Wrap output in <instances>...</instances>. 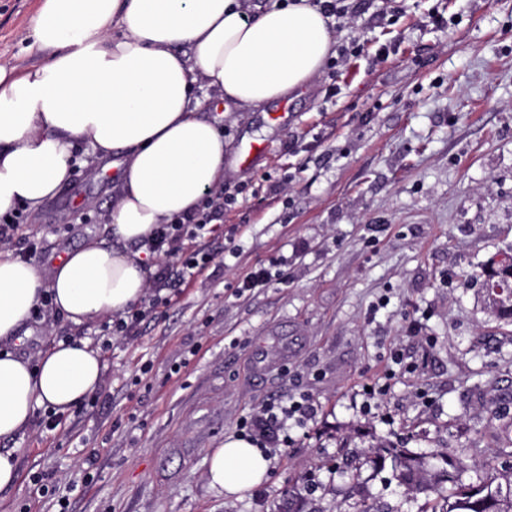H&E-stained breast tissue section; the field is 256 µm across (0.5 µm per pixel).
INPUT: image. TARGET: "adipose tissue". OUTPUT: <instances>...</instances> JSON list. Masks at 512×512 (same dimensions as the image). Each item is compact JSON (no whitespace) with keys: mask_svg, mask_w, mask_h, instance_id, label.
<instances>
[{"mask_svg":"<svg viewBox=\"0 0 512 512\" xmlns=\"http://www.w3.org/2000/svg\"><path fill=\"white\" fill-rule=\"evenodd\" d=\"M45 63L0 64V214L35 210L73 172L74 144L124 154L112 207L118 246L96 241L67 254L50 278L0 251V439L24 431L37 409L65 413L100 385V354L84 341L54 344L29 364L8 351L50 292L74 325L123 312L144 297L148 269L126 245L195 211L224 180V140L203 104L257 108L309 85L333 54L315 0H40L28 34ZM210 90L208 101L194 89ZM266 456L230 438L210 457L211 488L260 484Z\"/></svg>","mask_w":512,"mask_h":512,"instance_id":"adipose-tissue-1","label":"adipose tissue"}]
</instances>
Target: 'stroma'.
<instances>
[{"instance_id": "35a3bbf8", "label": "stroma", "mask_w": 512, "mask_h": 512, "mask_svg": "<svg viewBox=\"0 0 512 512\" xmlns=\"http://www.w3.org/2000/svg\"><path fill=\"white\" fill-rule=\"evenodd\" d=\"M358 4L332 30L360 46L344 66L267 105L208 113L224 138V184L239 192L212 246L237 255L179 287L132 344L103 347L99 321L59 313L23 325L15 355L86 340L103 378L96 406L63 414L57 434L34 423L0 440L18 459L0 512H57L40 473L68 512H277L292 489L307 512H331L355 486L417 512L392 467L371 463L379 442L459 451L467 484L512 466V321L481 287L488 263L512 253V0ZM38 6L0 0L1 64L41 62L26 40ZM384 44L392 51L376 60ZM251 143L267 152L242 164ZM72 153L70 182L21 212L46 276L59 256L112 237L123 157L95 158L85 143ZM283 259L286 282L236 294L253 265ZM375 380L389 388L367 413L361 390ZM302 394L317 416L262 484L211 489L210 454L242 419Z\"/></svg>"}]
</instances>
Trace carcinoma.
<instances>
[{
    "mask_svg": "<svg viewBox=\"0 0 512 512\" xmlns=\"http://www.w3.org/2000/svg\"><path fill=\"white\" fill-rule=\"evenodd\" d=\"M512 261L495 260L491 271L483 280L489 307L502 302L497 311L500 317L512 318ZM391 463L399 483L426 499L418 512H512V468L498 470L496 474L476 484L459 482V473L465 467L461 456L448 451L417 453L390 442L375 447L373 463ZM452 492H443L445 484ZM354 512H395L383 508L370 496L357 495L352 504Z\"/></svg>",
    "mask_w": 512,
    "mask_h": 512,
    "instance_id": "cac0c4a2",
    "label": "carcinoma"
}]
</instances>
